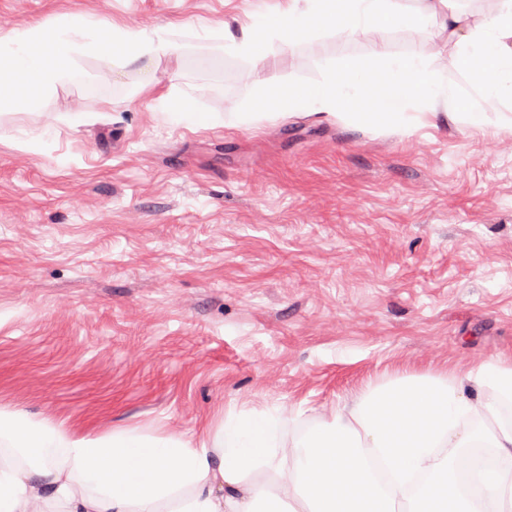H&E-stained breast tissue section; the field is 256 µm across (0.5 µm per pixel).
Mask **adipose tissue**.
I'll list each match as a JSON object with an SVG mask.
<instances>
[{
  "mask_svg": "<svg viewBox=\"0 0 512 512\" xmlns=\"http://www.w3.org/2000/svg\"><path fill=\"white\" fill-rule=\"evenodd\" d=\"M444 21L459 64L475 76L467 98L427 56L373 49L312 84L257 72L250 111L236 126L328 113L358 126L480 127L479 100L512 103V0L478 18L451 0H257L240 30L224 29V50L185 60L220 78L224 56L266 60L275 43L318 30L348 35ZM174 25L148 33L57 17L0 35V103L27 102L71 70L78 54L120 56L140 67L154 103L174 123L207 126L211 115L162 87L151 64L173 54ZM422 111H412L413 103ZM512 361L456 373L401 375L339 400L331 418L297 437L276 410L225 413L210 445L138 428L64 430L46 418L0 410V512H512Z\"/></svg>",
  "mask_w": 512,
  "mask_h": 512,
  "instance_id": "adipose-tissue-1",
  "label": "adipose tissue"
}]
</instances>
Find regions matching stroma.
Masks as SVG:
<instances>
[{
  "label": "stroma",
  "instance_id": "obj_1",
  "mask_svg": "<svg viewBox=\"0 0 512 512\" xmlns=\"http://www.w3.org/2000/svg\"><path fill=\"white\" fill-rule=\"evenodd\" d=\"M249 2L0 0L1 35L61 15L182 22L157 75L218 119L166 121L137 67L93 53L0 108V409L197 442L228 410L276 408L301 434L365 385L512 358V130L224 127L258 96L253 60L225 56L216 82L177 59L218 50ZM376 43L471 95L439 27L322 30L267 73L316 83Z\"/></svg>",
  "mask_w": 512,
  "mask_h": 512
}]
</instances>
